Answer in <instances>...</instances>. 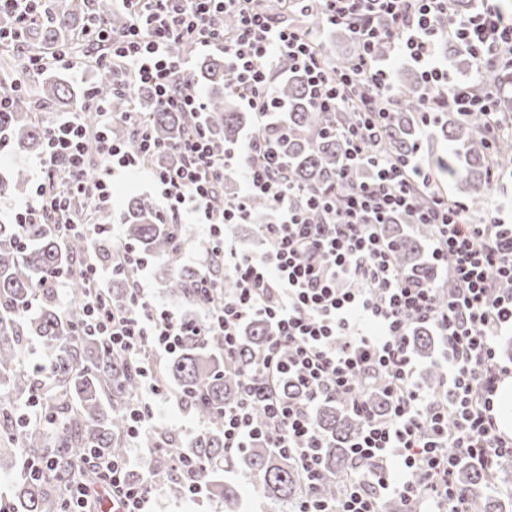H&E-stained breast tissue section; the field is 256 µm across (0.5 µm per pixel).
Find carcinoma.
Returning a JSON list of instances; mask_svg holds the SVG:
<instances>
[{
	"instance_id": "1",
	"label": "carcinoma",
	"mask_w": 512,
	"mask_h": 512,
	"mask_svg": "<svg viewBox=\"0 0 512 512\" xmlns=\"http://www.w3.org/2000/svg\"><path fill=\"white\" fill-rule=\"evenodd\" d=\"M92 16L108 29L125 24V16L112 11V0H50L45 12L22 27L3 20L16 39V54L0 56V96L13 102L11 111L0 112V140L11 150L22 146L28 153L38 154L44 149L47 135L39 113L61 105L79 107L87 99L113 112H124L133 102L162 145L161 150L145 158L144 165L154 169L176 165L180 156L171 146L184 135V114L165 110L148 87L122 89L112 85V74L96 64L93 53L86 55L85 64L95 75L81 85L58 73H45L36 93H31L23 60L77 42ZM280 70L282 78L274 88L279 109L267 117L262 134L283 158L296 182L320 186L340 168L343 159L342 144L330 135L328 127L337 121L353 123L357 116L316 110L305 76L291 70L286 58L280 61ZM178 80L208 88L203 123L216 150L236 142L250 125V116L237 108L233 95L224 92L227 75L223 57L197 60ZM397 81L405 92L404 107L393 115L384 137V147L392 156L411 152L418 126L410 114L427 94L423 82L408 72L398 73ZM481 83L499 93V111L512 108V73L507 68L485 71ZM483 123L480 115L456 114L439 127L448 140V156L438 162L439 173L467 194L472 205L482 202L490 163L512 166V138H487L482 133ZM26 182L27 173L21 167L0 177V198L16 193ZM109 221L107 215L96 230L70 238L60 237L54 224L0 223V445H5L0 453L17 450L29 458L54 463L52 470L19 478L14 502L4 512H61L65 485L77 477H90L88 455L100 450L125 455L126 412L139 389L140 376L124 357L111 352L103 339L88 336L81 329L84 281L77 275L68 279L70 302L63 308L54 278L76 268L91 248L101 265L112 264ZM121 221L129 241L155 259V274L168 292L190 307L202 308L204 298L198 283L204 273L183 260L182 225L174 223L147 198L130 200ZM386 232L395 244L401 270L436 280L434 267L423 259L417 235L402 224H390ZM29 304L34 310L22 312ZM408 322L414 330L413 351L429 359L436 337L429 327L411 318ZM22 336L39 338L48 350L47 374L38 377L23 366ZM267 336L266 323L253 321L231 360L224 359L223 337L191 336L160 369L161 381L173 384L185 407L207 423L190 443V454L203 463L194 478L206 493L224 498L226 512H235L239 495L235 487L219 480L214 470L224 461V405L237 398L240 375L257 364ZM37 392L42 396L40 420L30 423L20 417V410ZM315 422L325 442L320 454L327 475L319 493L338 498L344 490L342 478L351 468L349 445L360 430L361 420L336 399L317 410ZM140 445L158 449L146 461L151 478H170L175 449L167 431L156 429L146 434ZM230 465L257 475L263 495L274 504L292 502L302 493L297 467L262 444L230 460ZM500 471L499 467L480 463L465 462L458 467L457 486L469 496L471 512H500L498 499L478 493L482 487L495 485Z\"/></svg>"
}]
</instances>
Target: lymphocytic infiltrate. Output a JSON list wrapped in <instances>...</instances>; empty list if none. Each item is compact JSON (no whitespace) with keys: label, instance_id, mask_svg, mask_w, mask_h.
<instances>
[{"label":"lymphocytic infiltrate","instance_id":"lymphocytic-infiltrate-1","mask_svg":"<svg viewBox=\"0 0 512 512\" xmlns=\"http://www.w3.org/2000/svg\"><path fill=\"white\" fill-rule=\"evenodd\" d=\"M113 2L129 21L99 62L113 79L150 86L166 110L188 118L176 145L180 166L152 171L151 178L172 216L203 222V269L220 258L234 281L230 288L209 281L202 316L189 319L152 301L142 284L149 260L129 243L114 240L109 267L88 256L79 262L77 271L88 284L84 332L140 361L141 389L127 416L130 452L149 456L139 440L171 399L155 374V358L176 352L184 337L210 335L223 337L225 355H234L242 326L259 318L272 334L257 365L242 374L238 399L224 407V446L241 454L261 439L297 465L307 490L289 512H381L387 498L422 504L425 512H469L468 497L454 480L459 464L476 459L490 466L512 455V437L501 435L495 414L498 386L512 374L497 349L501 332L512 328V225L491 211L472 218L466 204L439 189L416 155L396 158L382 150L401 92L375 49L388 44L395 55L418 64L429 90L418 108L422 125L441 112H478L492 138L503 130L496 90L451 81L440 46L453 41L479 72L512 67V17L493 0L464 15L449 13L448 0H284L288 12L346 28L354 51L347 67L336 71L324 65L320 44L259 10L255 0ZM226 13L237 18L233 28L216 21ZM176 41L223 49L225 90L258 119L277 109L272 85L283 58L304 73L316 109L357 112L356 123L332 128L344 150L334 177L311 189L294 183L257 127L240 146L214 152L199 125L200 94L174 81L185 67L169 53ZM117 121L132 128L137 148L109 137ZM157 147L136 107L116 114L85 102L51 124L42 176L32 201L14 208L15 222H50L63 236L82 229L74 201L109 204L111 173L140 169L143 156ZM93 159L106 174L89 180ZM231 166L239 169L245 190L213 208L211 199ZM256 199L267 202L272 216L257 227L263 251L227 247V230L247 223ZM401 216L429 227L430 257L445 269L448 292L397 266L382 229ZM121 274L132 282L126 303L116 304L107 296V282ZM410 316L437 333L440 389L423 387L416 378ZM284 378L299 384V396L277 390ZM372 388L388 398V411L375 412L366 400ZM333 394L344 396L363 426L351 445L354 465L344 477L345 491L328 501L318 492L325 478L323 437L313 412ZM130 465L129 455L94 458L91 480L73 488L65 512H93L103 498L112 512H146L152 485L131 480Z\"/></svg>","mask_w":512,"mask_h":512}]
</instances>
